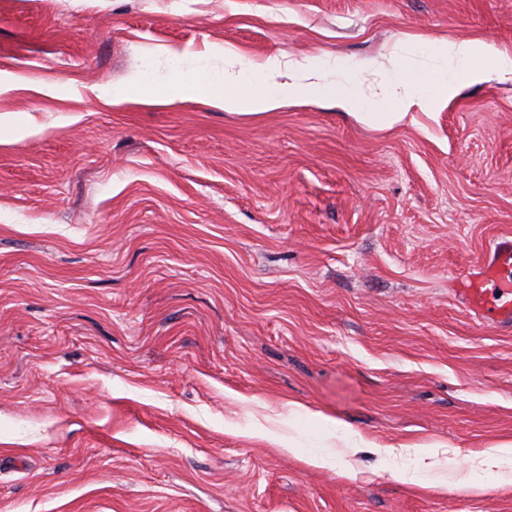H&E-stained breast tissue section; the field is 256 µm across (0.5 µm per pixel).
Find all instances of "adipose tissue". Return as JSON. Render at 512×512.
I'll use <instances>...</instances> for the list:
<instances>
[{"instance_id":"adipose-tissue-1","label":"adipose tissue","mask_w":512,"mask_h":512,"mask_svg":"<svg viewBox=\"0 0 512 512\" xmlns=\"http://www.w3.org/2000/svg\"><path fill=\"white\" fill-rule=\"evenodd\" d=\"M434 46L436 56L443 62L442 67L420 80L407 75L401 67H393L388 82L401 88L402 93L392 97L389 104L377 108H359L353 87L328 80L329 71L345 70L342 58L308 54L285 63L271 57L256 66L246 61L241 52L217 45L204 55L187 49L168 51L164 57L165 74L141 70L126 86L97 88L93 94L111 99L116 105L196 102L229 113L253 115L278 110L288 103L303 104L337 97L345 107L355 109V117L360 122L390 128L412 107L426 108L438 102H449L455 96L459 82L512 81V50L482 39L438 40ZM223 59L239 62L236 75L217 69V61ZM270 74L282 76V83L268 85L266 77ZM245 84L251 85V92H242L241 87Z\"/></svg>"}]
</instances>
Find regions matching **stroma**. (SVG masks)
Returning <instances> with one entry per match:
<instances>
[{"mask_svg":"<svg viewBox=\"0 0 512 512\" xmlns=\"http://www.w3.org/2000/svg\"><path fill=\"white\" fill-rule=\"evenodd\" d=\"M428 37L512 48V0H0V512H512L473 462L512 326L459 290L512 235V83L390 129L91 93L223 43L340 56L369 106ZM318 425L326 434H340L345 439L350 441L354 448L367 445L369 448H374L377 453L385 456L395 455V452L399 451L396 447L391 445L368 443L359 433L349 429L341 421L331 417L321 416L318 420Z\"/></svg>","mask_w":512,"mask_h":512,"instance_id":"35a3bbf8","label":"stroma"}]
</instances>
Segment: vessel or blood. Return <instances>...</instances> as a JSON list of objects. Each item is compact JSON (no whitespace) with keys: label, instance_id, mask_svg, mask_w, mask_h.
Returning <instances> with one entry per match:
<instances>
[{"label":"vessel or blood","instance_id":"obj_1","mask_svg":"<svg viewBox=\"0 0 512 512\" xmlns=\"http://www.w3.org/2000/svg\"><path fill=\"white\" fill-rule=\"evenodd\" d=\"M463 291L473 309L483 312L487 300H494L493 313L504 324L512 322V240L496 243L495 258L484 265L480 275L465 282Z\"/></svg>","mask_w":512,"mask_h":512}]
</instances>
